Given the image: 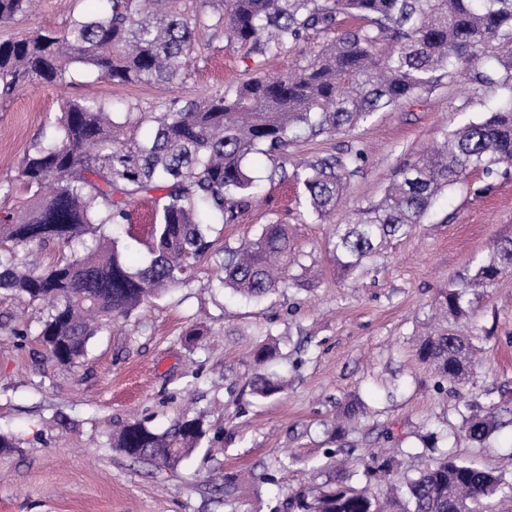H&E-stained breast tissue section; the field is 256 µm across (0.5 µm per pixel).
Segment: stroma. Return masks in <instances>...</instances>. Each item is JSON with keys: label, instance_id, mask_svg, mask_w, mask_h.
Segmentation results:
<instances>
[{"label": "stroma", "instance_id": "stroma-1", "mask_svg": "<svg viewBox=\"0 0 512 512\" xmlns=\"http://www.w3.org/2000/svg\"><path fill=\"white\" fill-rule=\"evenodd\" d=\"M97 0H39L28 18L0 24V39L34 29H63L73 16L97 12ZM199 57L185 83L174 87L112 83L83 73L66 86L29 85L0 101V207H12L23 187L19 168L68 99H106L148 107L159 98L184 101L249 78L251 59L225 46L212 30L196 31ZM494 88L472 93L460 79H442L429 93L374 114L359 128L297 143L294 161L314 155L362 159L336 210L335 223L308 212L296 180L265 183L261 195L225 225L229 243L251 238L263 225H287L312 286L280 289L254 307L227 303L205 289L213 259L197 269V284L141 307L128 331L95 336L77 366L54 363L37 331L50 307L0 295V432L18 449L0 454V512H242L224 502L220 478L235 472L249 481L252 512L283 504L288 491L337 480L338 443L360 455L395 457L389 480L401 483L419 464V437L448 436L454 457L512 480V425L482 447L460 435L463 405L478 401L512 407V272L470 294L468 331L479 348L469 381L436 388V377L415 356L416 334L430 320L441 292L472 274L494 241L512 238V171L480 172L450 189L438 207L353 286L344 285L328 251L336 224L381 198L396 172L447 133L487 116ZM24 313L30 332L4 327ZM274 319L286 357L288 386L261 403L246 386L253 373L244 353L257 324ZM204 324L186 346L184 334ZM361 400L366 417L337 441L332 424L347 403ZM199 418L201 444L178 466L165 468L113 449L124 422L150 419L165 428L179 416ZM299 463L282 469L285 453Z\"/></svg>", "mask_w": 512, "mask_h": 512}]
</instances>
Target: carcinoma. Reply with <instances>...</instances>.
I'll return each instance as SVG.
<instances>
[{
	"label": "carcinoma",
	"instance_id": "obj_1",
	"mask_svg": "<svg viewBox=\"0 0 512 512\" xmlns=\"http://www.w3.org/2000/svg\"><path fill=\"white\" fill-rule=\"evenodd\" d=\"M98 15L76 16L60 31L36 30L0 41V99L30 84L67 85L76 69L121 84L173 85L189 76L195 32L222 33L226 47L255 54L254 73L232 89L178 106L158 99L145 111L107 100L68 99L49 135L26 150L19 180L25 196L0 211V293L51 312L39 336L54 362L72 366L90 341L114 322H126L145 302L172 288H189L197 262L212 250L215 226L229 224L257 194L254 159L272 161L270 177L288 179V149L300 141L354 130L375 113L428 92L441 78L468 77L492 86L491 114L447 134L441 147L403 166L384 197L336 225L330 242L338 276L353 282L368 272L394 239L426 223L449 188L475 172L512 168V0H100ZM34 0H0V22L30 15ZM326 40L305 63L271 75L263 58L300 44L310 32ZM355 159L315 156L296 166L310 213L324 220L350 183ZM152 204L153 224L136 240L141 265L129 264L120 242L132 212ZM87 236L84 251L44 267L29 249L69 247ZM207 283L259 304L281 288L300 287L289 273L301 265L284 224L255 238L226 244ZM512 271V239L493 244L473 274L442 293V317L466 315L469 295ZM250 357L261 372L251 393L267 400L284 391L271 364L281 357L274 330ZM471 338L444 325L420 337L418 360L439 384H461L475 369ZM502 407L480 416L460 413V432L488 445L505 425ZM206 435L187 416L165 430L135 419L112 437L115 450L175 466ZM422 466L379 497L368 487L340 484L288 493V512H493L491 500L512 496V481L445 454L437 436L420 437ZM344 479L363 469L389 476L391 458L347 453Z\"/></svg>",
	"mask_w": 512,
	"mask_h": 512
}]
</instances>
